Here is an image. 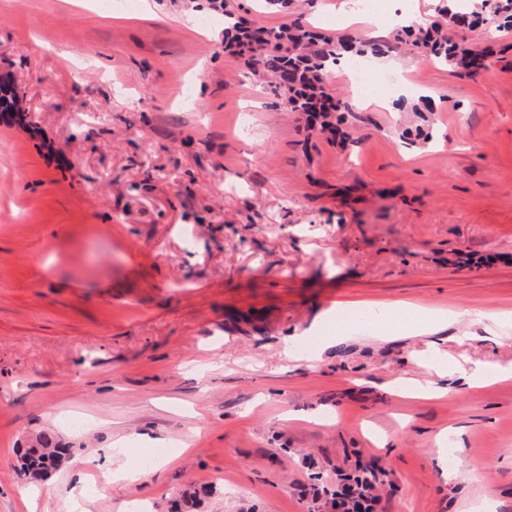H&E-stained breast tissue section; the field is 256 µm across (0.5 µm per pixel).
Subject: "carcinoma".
<instances>
[{"mask_svg": "<svg viewBox=\"0 0 512 512\" xmlns=\"http://www.w3.org/2000/svg\"><path fill=\"white\" fill-rule=\"evenodd\" d=\"M466 2L473 21H478L481 14H490L503 25L512 27V0ZM208 8L224 13L225 44L233 49V54L247 59L255 68L261 67L270 76L271 86L283 93L291 111L301 112L316 121L340 111L341 102L335 99L328 86V69L336 63L340 52L360 56L369 50L374 53L382 50V45L362 39H351L335 46L299 25L251 29L245 26L242 17L224 10L217 0H208ZM419 41L425 53L446 63L472 64L474 50L465 42H450L428 32L423 33ZM62 465L59 448L53 438L46 435L42 436L40 447L27 448L20 456L22 472L34 481L48 477ZM347 488L356 494L350 512H366L359 503L368 500L372 480L364 469L344 475L339 490L333 492L332 497L342 495Z\"/></svg>", "mask_w": 512, "mask_h": 512, "instance_id": "carcinoma-1", "label": "carcinoma"}]
</instances>
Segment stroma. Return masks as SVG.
Listing matches in <instances>:
<instances>
[{
  "instance_id": "stroma-1",
  "label": "stroma",
  "mask_w": 512,
  "mask_h": 512,
  "mask_svg": "<svg viewBox=\"0 0 512 512\" xmlns=\"http://www.w3.org/2000/svg\"><path fill=\"white\" fill-rule=\"evenodd\" d=\"M341 2L226 5L336 43L364 33ZM387 5L486 68L390 41L384 108L356 104L337 62L342 141L225 52L206 0H0V76L26 121L0 120V512H331L311 474L332 490L370 460L374 512H512V379H458L512 364V325L492 319L512 313V30ZM421 95L432 138L413 144ZM347 301L456 317L320 348ZM291 344L316 355L286 361ZM437 357L447 394L390 393L435 379ZM44 434L70 456L34 486L17 451ZM157 447L147 479L123 478Z\"/></svg>"
}]
</instances>
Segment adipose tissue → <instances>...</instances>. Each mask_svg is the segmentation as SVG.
<instances>
[{
	"label": "adipose tissue",
	"instance_id": "ef3b65f1",
	"mask_svg": "<svg viewBox=\"0 0 512 512\" xmlns=\"http://www.w3.org/2000/svg\"><path fill=\"white\" fill-rule=\"evenodd\" d=\"M447 321L445 313L407 302L355 304L349 308L348 322L330 330L325 342L330 345L353 334L375 339L422 336L434 333Z\"/></svg>",
	"mask_w": 512,
	"mask_h": 512
}]
</instances>
